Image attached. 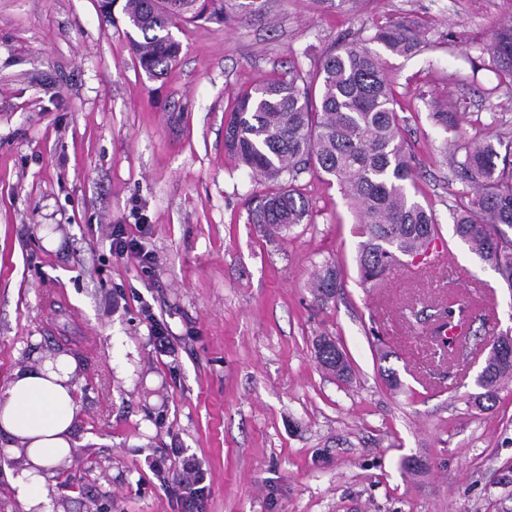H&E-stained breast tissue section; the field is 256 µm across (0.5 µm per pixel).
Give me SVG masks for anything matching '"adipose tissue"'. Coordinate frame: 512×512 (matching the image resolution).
<instances>
[{
    "mask_svg": "<svg viewBox=\"0 0 512 512\" xmlns=\"http://www.w3.org/2000/svg\"><path fill=\"white\" fill-rule=\"evenodd\" d=\"M75 365L67 356L15 370L0 392V435L18 442L26 456L11 478L25 512H44V487L70 455L76 422V395L70 380Z\"/></svg>",
    "mask_w": 512,
    "mask_h": 512,
    "instance_id": "adipose-tissue-1",
    "label": "adipose tissue"
}]
</instances>
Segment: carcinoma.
I'll list each match as a JSON object with an SVG mask.
<instances>
[{"label": "carcinoma", "mask_w": 512, "mask_h": 512, "mask_svg": "<svg viewBox=\"0 0 512 512\" xmlns=\"http://www.w3.org/2000/svg\"><path fill=\"white\" fill-rule=\"evenodd\" d=\"M260 7L259 0H124L122 11L139 35L130 38L139 67L159 78L179 58L181 43L169 36L179 23H221ZM421 44L415 28L391 21L327 52L312 73L295 66L240 93L224 121V148L272 187L256 196L251 223L277 234L310 223L309 205L293 182L312 170L336 182L355 211L362 283L381 280L403 265V256L428 259L439 221L409 195L415 170L383 57L415 54ZM479 52L489 56L498 85L512 86V19L495 25ZM451 109L446 99L434 103L433 117L445 130L455 123ZM449 149L465 186L453 212L454 234L512 291V237L503 230H512V139H455ZM340 276L336 266H325L313 282L315 298H333ZM468 311L464 303H448L440 328L455 326ZM316 350L326 371L342 380L350 375L346 354L330 337H320ZM511 380L512 335L505 332L493 340L476 379L482 389L476 401L496 402L499 387Z\"/></svg>", "instance_id": "1"}]
</instances>
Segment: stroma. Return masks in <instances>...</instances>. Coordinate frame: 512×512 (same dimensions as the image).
Masks as SVG:
<instances>
[{"mask_svg": "<svg viewBox=\"0 0 512 512\" xmlns=\"http://www.w3.org/2000/svg\"><path fill=\"white\" fill-rule=\"evenodd\" d=\"M512 0H267L262 13L173 32L167 78H148L120 7L0 0V391L16 369L75 362L79 404L48 512H180L151 468L194 453L207 512H512V382L479 410L475 379L512 291L453 233L462 183L444 139L512 137V88L478 47ZM426 42L388 66L413 156L411 196L440 223L444 262L407 263L363 285L356 216L336 182L296 186L310 223L266 237L248 201L264 184L224 149L238 95L389 21ZM448 98L444 130L431 103ZM122 226L149 263L122 257ZM336 296L310 283L325 263ZM471 316L456 355L436 336L449 297ZM168 328L156 351L142 307ZM353 376L320 366L317 337ZM395 373L397 386L386 381ZM341 272L335 265H326L315 277L313 292L315 298L322 302L328 301L336 295L340 286Z\"/></svg>", "mask_w": 512, "mask_h": 512, "instance_id": "35a3bbf8", "label": "stroma"}]
</instances>
